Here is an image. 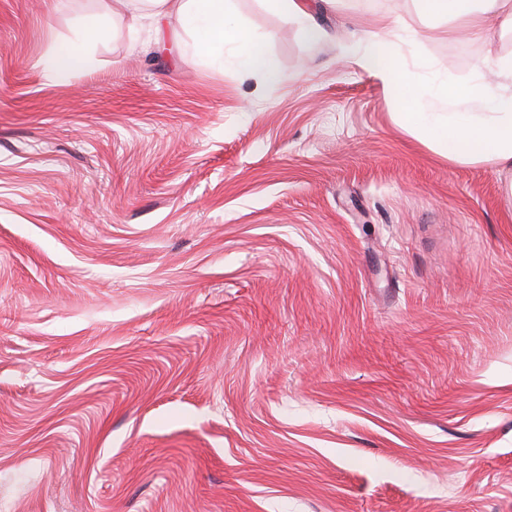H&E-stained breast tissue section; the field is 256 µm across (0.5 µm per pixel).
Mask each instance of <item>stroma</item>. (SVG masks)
<instances>
[{"label": "stroma", "instance_id": "obj_1", "mask_svg": "<svg viewBox=\"0 0 512 512\" xmlns=\"http://www.w3.org/2000/svg\"><path fill=\"white\" fill-rule=\"evenodd\" d=\"M280 81L0 0V512H512V199L401 127L350 34L467 72L417 0H233ZM109 32L55 79L82 17ZM272 7L288 20L296 22L303 36L314 42H321L329 37L308 11L307 0H267Z\"/></svg>", "mask_w": 512, "mask_h": 512}]
</instances>
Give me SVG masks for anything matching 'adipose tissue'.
<instances>
[{"mask_svg":"<svg viewBox=\"0 0 512 512\" xmlns=\"http://www.w3.org/2000/svg\"><path fill=\"white\" fill-rule=\"evenodd\" d=\"M227 0H125L133 19H143L156 32L194 34L198 55L206 61L233 45L243 70L264 74L275 84L279 72L263 41L240 24H227ZM421 10L435 19L456 21L461 30L484 40L491 20L512 22V0H420ZM393 38L368 37L356 47L360 67L380 78L399 108L395 118L418 134L454 165L490 164L512 174V53L475 50L469 75L453 81L415 86L407 79V60L395 24ZM102 31L98 15H85L75 38L54 46L48 58L57 79L86 70L87 42Z\"/></svg>","mask_w":512,"mask_h":512,"instance_id":"ef3b65f1","label":"adipose tissue"}]
</instances>
